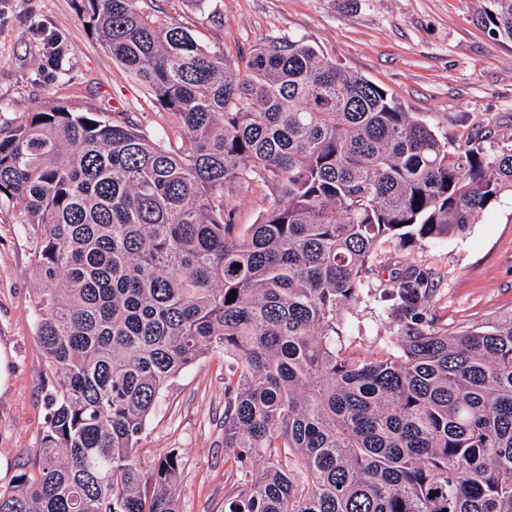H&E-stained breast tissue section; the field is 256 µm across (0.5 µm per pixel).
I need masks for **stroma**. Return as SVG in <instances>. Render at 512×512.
<instances>
[{
	"label": "stroma",
	"instance_id": "obj_1",
	"mask_svg": "<svg viewBox=\"0 0 512 512\" xmlns=\"http://www.w3.org/2000/svg\"><path fill=\"white\" fill-rule=\"evenodd\" d=\"M144 9L187 28L200 45L242 62L269 37H301L328 59L389 91L405 111L456 144L460 117L484 127L486 151L512 145V42L484 25L486 0H143ZM81 0H0V125L67 103L109 117L124 112L153 138L160 118L148 91L84 25ZM69 46L60 68L43 56L45 33ZM19 212L0 206V484L30 462L45 427L44 358L32 301L38 284ZM434 271L423 322L451 336L512 312V197L503 196L461 234L382 243L359 301L344 310V344L365 356L395 349V278ZM229 358L203 355L167 388L139 446L176 450L181 512H224L236 465L224 448V374Z\"/></svg>",
	"mask_w": 512,
	"mask_h": 512
}]
</instances>
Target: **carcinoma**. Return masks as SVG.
Masks as SVG:
<instances>
[{"mask_svg":"<svg viewBox=\"0 0 512 512\" xmlns=\"http://www.w3.org/2000/svg\"><path fill=\"white\" fill-rule=\"evenodd\" d=\"M90 34L145 84L177 145L65 105L0 127V203L40 281L46 428L0 512H180L174 450L138 443L161 394L221 351L224 512H512V313L424 329L432 272L394 285L397 348L336 344L385 239L463 231L512 195V147L451 145L302 38L241 68L141 0H87ZM485 24L512 41V0ZM264 191L255 224L230 193ZM235 300L227 302L230 291Z\"/></svg>","mask_w":512,"mask_h":512,"instance_id":"cac0c4a2","label":"carcinoma"}]
</instances>
